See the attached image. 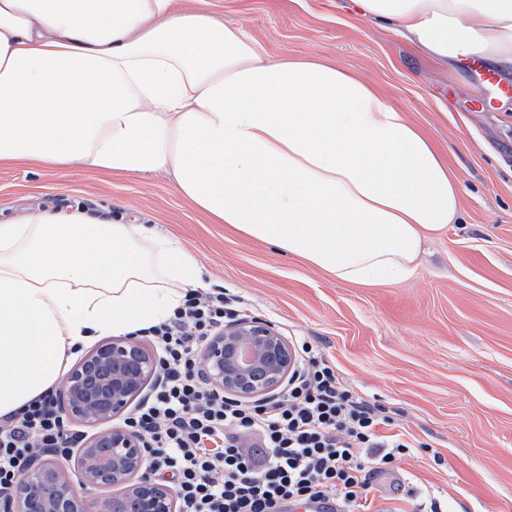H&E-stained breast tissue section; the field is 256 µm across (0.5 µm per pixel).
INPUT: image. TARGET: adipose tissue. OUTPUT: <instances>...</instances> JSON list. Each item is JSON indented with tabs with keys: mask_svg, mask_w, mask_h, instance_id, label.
I'll return each instance as SVG.
<instances>
[{
	"mask_svg": "<svg viewBox=\"0 0 512 512\" xmlns=\"http://www.w3.org/2000/svg\"><path fill=\"white\" fill-rule=\"evenodd\" d=\"M431 60L512 76V0H358ZM163 173L215 223L336 280L412 277L460 220L432 141L320 57L271 56L192 0H0V164ZM197 260L75 205L0 219V416L54 386L71 347L168 318Z\"/></svg>",
	"mask_w": 512,
	"mask_h": 512,
	"instance_id": "adipose-tissue-1",
	"label": "adipose tissue"
}]
</instances>
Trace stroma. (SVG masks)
Returning <instances> with one entry per match:
<instances>
[{
  "label": "stroma",
  "mask_w": 512,
  "mask_h": 512,
  "mask_svg": "<svg viewBox=\"0 0 512 512\" xmlns=\"http://www.w3.org/2000/svg\"><path fill=\"white\" fill-rule=\"evenodd\" d=\"M270 55L320 56L368 81L455 171L461 220L434 237L414 277L364 287L212 224L171 178L0 166V218L48 206L126 215L176 240L207 281L231 289L283 336L322 349L362 398L420 449L374 478V507L512 512V94L488 97L360 18L353 0H196Z\"/></svg>",
  "instance_id": "stroma-1"
}]
</instances>
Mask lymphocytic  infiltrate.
Returning <instances> with one entry per match:
<instances>
[{
	"mask_svg": "<svg viewBox=\"0 0 512 512\" xmlns=\"http://www.w3.org/2000/svg\"><path fill=\"white\" fill-rule=\"evenodd\" d=\"M246 305L221 287L187 291L171 317L144 329L160 376L121 420L145 440V477L172 489L176 512H287L309 500L338 512H370L372 478L414 443L381 434L388 415L360 398L321 349L299 340L297 360L273 398L214 391L200 352ZM59 389L0 418V501L41 454L69 459L80 438Z\"/></svg>",
	"mask_w": 512,
	"mask_h": 512,
	"instance_id": "f902f5d3",
	"label": "lymphocytic infiltrate"
}]
</instances>
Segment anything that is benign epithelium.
Returning <instances> with one entry per match:
<instances>
[{
  "label": "benign epithelium",
  "mask_w": 512,
  "mask_h": 512,
  "mask_svg": "<svg viewBox=\"0 0 512 512\" xmlns=\"http://www.w3.org/2000/svg\"><path fill=\"white\" fill-rule=\"evenodd\" d=\"M210 385L243 400L274 393L291 372L295 355L271 322L239 320L211 337L201 351ZM157 375V360L131 339L99 345L64 381L65 411L85 428L60 466L49 455L31 464L0 512H175L173 491L142 477L147 445L112 421ZM103 487L121 493L90 495Z\"/></svg>",
  "instance_id": "1"
}]
</instances>
